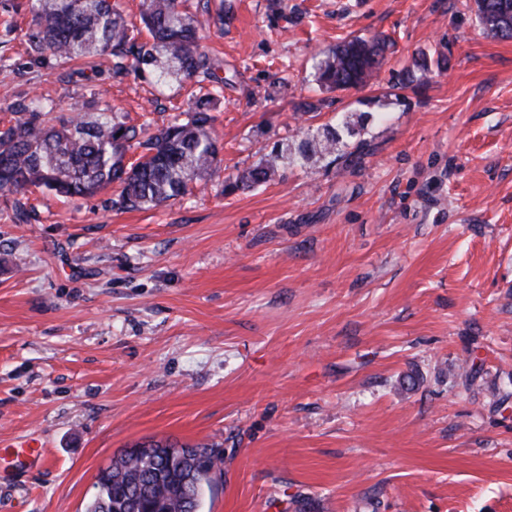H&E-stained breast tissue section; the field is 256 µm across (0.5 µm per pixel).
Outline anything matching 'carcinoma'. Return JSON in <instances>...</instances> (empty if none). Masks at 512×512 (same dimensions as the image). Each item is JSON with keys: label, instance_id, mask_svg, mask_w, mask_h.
<instances>
[{"label": "carcinoma", "instance_id": "1", "mask_svg": "<svg viewBox=\"0 0 512 512\" xmlns=\"http://www.w3.org/2000/svg\"><path fill=\"white\" fill-rule=\"evenodd\" d=\"M185 0H140L135 22L112 0H27L32 15L21 30L25 56L12 71L51 63L84 76L78 61L106 56L108 78L134 76L153 86L189 88L185 108L166 126L142 140L151 125H136L108 102L95 112H58V104L40 95L3 108L10 119L0 125V195H24L37 189L70 200L96 195L117 185L112 206L145 209L190 194L194 184L221 170L215 112L224 103L227 79L217 59L201 43L202 22ZM480 22L494 35L512 39V0H475ZM389 49L384 37L346 40L316 58L315 81L327 90L345 91L378 76ZM368 112H350L340 126L324 124L300 138L281 139L259 161L224 184V192L249 191L291 166L314 167L330 157L350 158L346 139L361 135ZM140 151L133 162L130 151ZM476 361L458 373L467 388L480 375ZM143 447L160 452L149 459L129 452L99 474L97 493L86 512H201L204 489L220 472L212 446L171 443Z\"/></svg>", "mask_w": 512, "mask_h": 512}]
</instances>
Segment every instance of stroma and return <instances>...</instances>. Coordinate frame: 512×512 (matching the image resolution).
Instances as JSON below:
<instances>
[{
	"label": "stroma",
	"mask_w": 512,
	"mask_h": 512,
	"mask_svg": "<svg viewBox=\"0 0 512 512\" xmlns=\"http://www.w3.org/2000/svg\"><path fill=\"white\" fill-rule=\"evenodd\" d=\"M286 2L202 29L231 82L222 168L191 200L38 192L17 224L0 198V512H84L151 441L219 445L202 512H512V40L475 0ZM376 35L378 78L317 87L320 52ZM24 52L0 44V98L97 106L105 61L18 77ZM107 99L160 126L184 94L130 77ZM360 111L358 164L223 194L274 141ZM29 439L45 459L23 470Z\"/></svg>",
	"instance_id": "1"
}]
</instances>
